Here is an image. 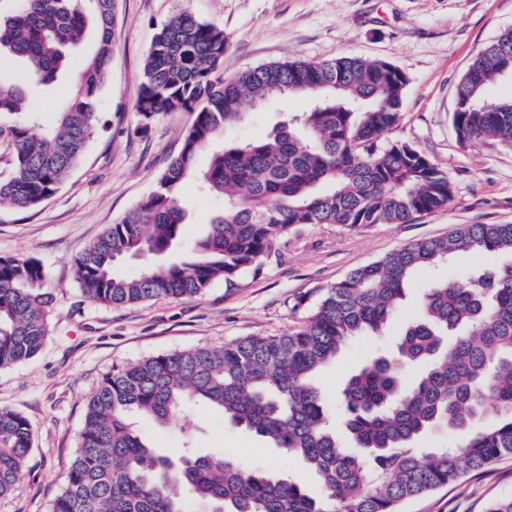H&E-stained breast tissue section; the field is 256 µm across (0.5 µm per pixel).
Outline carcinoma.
<instances>
[{"label":"carcinoma","instance_id":"1","mask_svg":"<svg viewBox=\"0 0 512 512\" xmlns=\"http://www.w3.org/2000/svg\"><path fill=\"white\" fill-rule=\"evenodd\" d=\"M0 0V53L22 61L0 77V207L34 211L60 188L99 134L98 100L114 52L115 0ZM94 28L96 49L76 76L54 125L33 133L34 90L69 67L67 50ZM224 30L180 12L158 27L135 110L143 125L160 112L196 113L180 151L153 192L80 256L76 279L107 305L190 299L217 280L232 283L306 224L360 231L409 224L453 200L448 174L410 143L382 141L401 121L405 76L354 56L273 62L224 75ZM512 65V30L474 58L457 87L451 123L463 147L512 148V98L487 97ZM311 107L257 141L224 144L246 103L275 95ZM211 151L207 169L201 153ZM195 176L223 198L207 233L179 258L185 218L179 188ZM512 254V224H461L356 268L319 295L297 327L218 348L151 356L101 380L86 404L80 446L53 512H399L400 505L512 457V262L427 283L389 356L370 355L339 396L346 448L315 375L354 339L381 337L420 272L458 252ZM141 257L135 275L116 269ZM38 260L0 257V369L34 358L49 335L52 296ZM421 365L416 380L402 372ZM188 401L218 410L273 448L300 458L321 486L317 498L292 480L221 456L176 460L148 447L134 415L181 426ZM446 430L454 442L423 444ZM34 445L29 420L0 409V497L11 492Z\"/></svg>","mask_w":512,"mask_h":512}]
</instances>
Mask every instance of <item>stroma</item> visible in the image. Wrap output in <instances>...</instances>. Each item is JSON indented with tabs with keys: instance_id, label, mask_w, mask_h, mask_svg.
Wrapping results in <instances>:
<instances>
[{
	"instance_id": "stroma-1",
	"label": "stroma",
	"mask_w": 512,
	"mask_h": 512,
	"mask_svg": "<svg viewBox=\"0 0 512 512\" xmlns=\"http://www.w3.org/2000/svg\"><path fill=\"white\" fill-rule=\"evenodd\" d=\"M186 10L224 31V73L278 61H322L351 54L389 62L407 78L403 115L391 138L409 142L447 172L453 201L411 224H376L349 231L308 224L278 239L271 254L240 274L234 286L214 282L197 298L159 299L115 307L88 299L75 262L110 225L148 196L192 112H162L142 124L134 110L144 60L162 23ZM512 29V0H117L115 51L99 95L103 132L90 143L57 193L35 211L0 208V256L32 257L53 296L50 335L31 361L0 370V409L23 414L34 447L0 512H53L80 444L86 403L100 380L151 356L220 347L246 336L292 329L318 297L350 271L409 243L450 233L461 224H512V149L462 148L451 124L456 88L477 53ZM85 35L70 54L65 77L34 100L41 126L53 124L72 93L76 72L92 47ZM302 97L273 98L251 108L230 140L268 135L286 113L306 109ZM187 211L182 241L203 233L220 207L196 180L182 183ZM376 345L351 342L315 382L331 415L347 377ZM181 429L139 416L134 428L159 453L177 458L185 436L201 452L234 457L290 478L309 493L319 486L299 459L225 423L215 410L187 404ZM512 497V458L406 502L402 512H486Z\"/></svg>"
}]
</instances>
